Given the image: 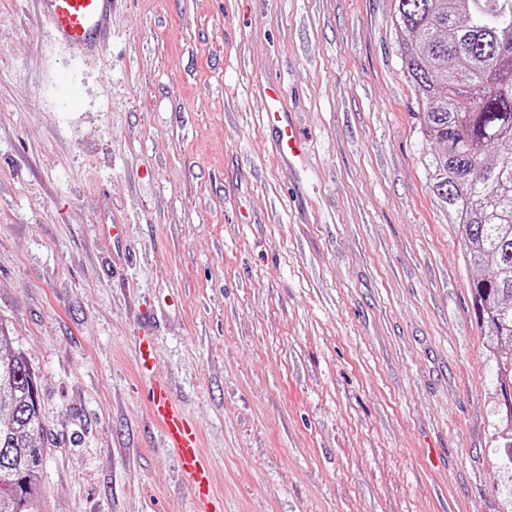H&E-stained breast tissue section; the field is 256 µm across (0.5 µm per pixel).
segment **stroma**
Returning a JSON list of instances; mask_svg holds the SVG:
<instances>
[{"label": "stroma", "mask_w": 512, "mask_h": 512, "mask_svg": "<svg viewBox=\"0 0 512 512\" xmlns=\"http://www.w3.org/2000/svg\"><path fill=\"white\" fill-rule=\"evenodd\" d=\"M393 6L116 0L89 58L0 0V323L38 376L39 512H195L152 378L202 433L206 512H512L480 271L427 188ZM268 115L280 123L278 128V158L288 166L296 168L307 160L305 143L295 127L289 122L282 107V93L276 85L264 90ZM100 233L112 241V264L121 265L127 261L126 249L127 227L123 224H102Z\"/></svg>", "instance_id": "stroma-1"}]
</instances>
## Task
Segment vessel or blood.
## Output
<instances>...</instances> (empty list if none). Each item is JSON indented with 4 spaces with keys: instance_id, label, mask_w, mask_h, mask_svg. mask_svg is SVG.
<instances>
[{
    "instance_id": "vessel-or-blood-1",
    "label": "vessel or blood",
    "mask_w": 512,
    "mask_h": 512,
    "mask_svg": "<svg viewBox=\"0 0 512 512\" xmlns=\"http://www.w3.org/2000/svg\"><path fill=\"white\" fill-rule=\"evenodd\" d=\"M35 3L64 43L80 49L103 42L106 23L112 12V0H35ZM265 99L268 114L279 124V159L291 168L303 165L307 160L305 143L286 117L279 87L268 86ZM100 233L112 242L113 264L125 263L128 255L126 225L104 224ZM147 406L159 424L165 445L176 458L182 476L196 485L201 497H208L213 474L204 457L200 430L188 420L162 381H150Z\"/></svg>"
}]
</instances>
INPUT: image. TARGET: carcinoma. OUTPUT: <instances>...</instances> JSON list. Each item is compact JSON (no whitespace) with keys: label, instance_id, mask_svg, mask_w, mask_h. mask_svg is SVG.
Here are the masks:
<instances>
[{"label":"carcinoma","instance_id":"cac0c4a2","mask_svg":"<svg viewBox=\"0 0 512 512\" xmlns=\"http://www.w3.org/2000/svg\"><path fill=\"white\" fill-rule=\"evenodd\" d=\"M403 76L415 92L429 190L462 226L487 346L512 347V0H394ZM502 394L512 355L496 358ZM38 381L0 323V512H33L47 449Z\"/></svg>","mask_w":512,"mask_h":512}]
</instances>
